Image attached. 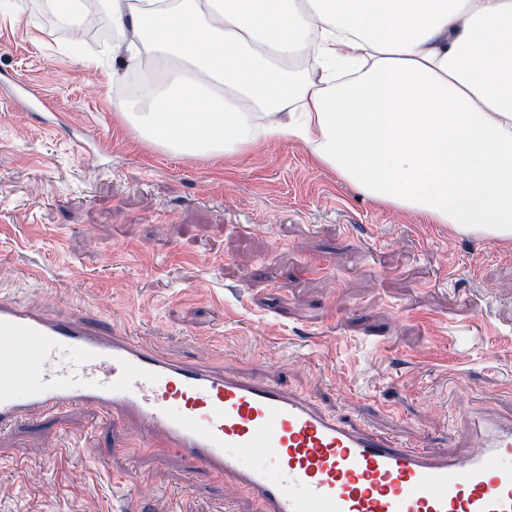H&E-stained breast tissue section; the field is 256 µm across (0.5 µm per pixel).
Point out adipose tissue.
I'll list each match as a JSON object with an SVG mask.
<instances>
[{"instance_id": "ef3b65f1", "label": "adipose tissue", "mask_w": 512, "mask_h": 512, "mask_svg": "<svg viewBox=\"0 0 512 512\" xmlns=\"http://www.w3.org/2000/svg\"><path fill=\"white\" fill-rule=\"evenodd\" d=\"M132 64L113 108L176 155L304 143L362 194L512 239V0H97Z\"/></svg>"}]
</instances>
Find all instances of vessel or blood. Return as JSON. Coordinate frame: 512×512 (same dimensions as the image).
<instances>
[{
  "mask_svg": "<svg viewBox=\"0 0 512 512\" xmlns=\"http://www.w3.org/2000/svg\"><path fill=\"white\" fill-rule=\"evenodd\" d=\"M75 406L162 441L258 512H512V414L470 411L448 447L412 448L287 387L0 298V433Z\"/></svg>",
  "mask_w": 512,
  "mask_h": 512,
  "instance_id": "1",
  "label": "vessel or blood"
}]
</instances>
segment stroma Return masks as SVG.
Here are the masks:
<instances>
[{
    "label": "stroma",
    "instance_id": "1",
    "mask_svg": "<svg viewBox=\"0 0 512 512\" xmlns=\"http://www.w3.org/2000/svg\"><path fill=\"white\" fill-rule=\"evenodd\" d=\"M0 0V297L133 327L148 347L260 374L411 444L512 409V240L396 211L296 140L181 157L112 110L91 25ZM76 129L90 147L78 150ZM150 489L138 498L136 486ZM0 512H257L222 477L75 407L0 434Z\"/></svg>",
    "mask_w": 512,
    "mask_h": 512
}]
</instances>
